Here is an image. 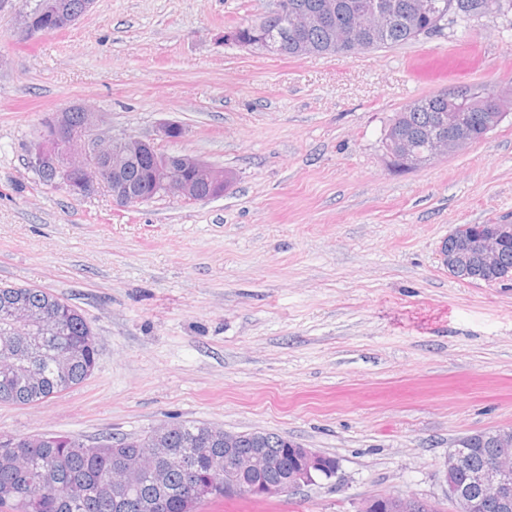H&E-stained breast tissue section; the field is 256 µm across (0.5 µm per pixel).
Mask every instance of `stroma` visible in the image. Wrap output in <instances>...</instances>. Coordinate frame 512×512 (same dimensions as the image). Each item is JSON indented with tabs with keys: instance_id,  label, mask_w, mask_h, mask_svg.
I'll return each mask as SVG.
<instances>
[{
	"instance_id": "obj_1",
	"label": "stroma",
	"mask_w": 512,
	"mask_h": 512,
	"mask_svg": "<svg viewBox=\"0 0 512 512\" xmlns=\"http://www.w3.org/2000/svg\"><path fill=\"white\" fill-rule=\"evenodd\" d=\"M270 0H95L25 39L0 6V282L79 308L92 375L0 434L139 436L199 421L267 431L339 468L266 500L196 512H358L376 495L457 512L441 469L465 435L512 427V280L452 276L443 238L512 220V115L422 168L387 165L396 112L444 90L512 92V12L351 55L226 43ZM464 52L457 72L436 58ZM87 103L105 128L224 168V195L131 208L44 185L27 145L44 113ZM179 124L178 140L160 138Z\"/></svg>"
}]
</instances>
